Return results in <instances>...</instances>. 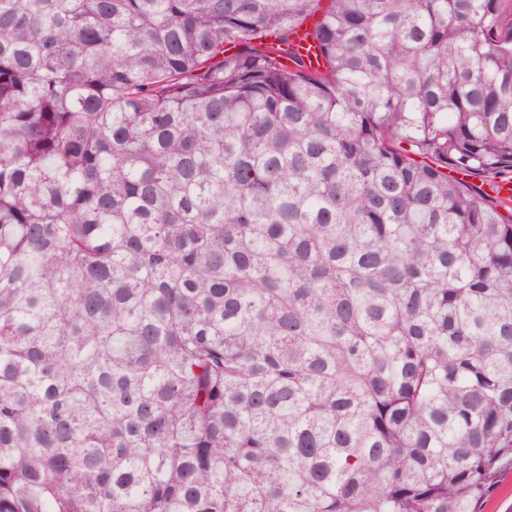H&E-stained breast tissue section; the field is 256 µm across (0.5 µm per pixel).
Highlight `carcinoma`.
I'll return each instance as SVG.
<instances>
[{"mask_svg":"<svg viewBox=\"0 0 512 512\" xmlns=\"http://www.w3.org/2000/svg\"><path fill=\"white\" fill-rule=\"evenodd\" d=\"M322 2L0 0V512L512 466V221L448 174L512 176V0ZM316 14V71L250 46Z\"/></svg>","mask_w":512,"mask_h":512,"instance_id":"carcinoma-1","label":"carcinoma"}]
</instances>
